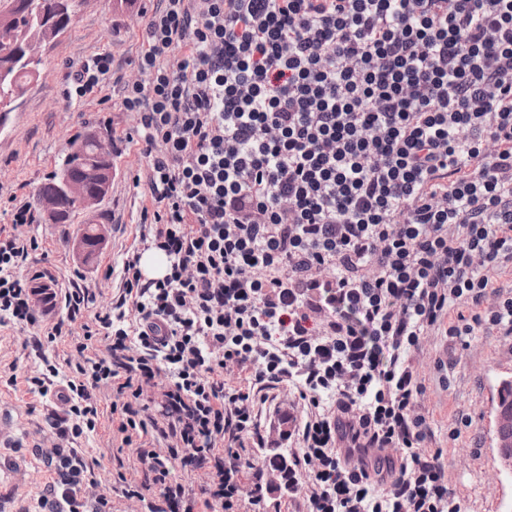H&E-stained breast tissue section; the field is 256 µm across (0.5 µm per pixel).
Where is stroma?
<instances>
[{"label": "stroma", "mask_w": 512, "mask_h": 512, "mask_svg": "<svg viewBox=\"0 0 512 512\" xmlns=\"http://www.w3.org/2000/svg\"><path fill=\"white\" fill-rule=\"evenodd\" d=\"M139 16L123 11L116 0H85L75 22L44 47L39 76L0 131V226L13 221L14 199L34 202L45 178L69 153L71 145L93 131H109L116 150V176L105 200L93 211L76 213L70 223L48 224L36 217L32 234L39 248L17 275L29 279L50 268L60 284L82 279L96 293L98 305L112 301L122 255L134 242L142 206L132 176L146 163L124 134L132 115L111 105L69 104L63 95L65 60L114 48L117 57L141 48ZM103 226L104 244L82 254L77 244L88 220ZM34 329L0 325V362L14 363L0 374V512H36L38 499L53 474L40 449L52 448L56 431L49 418L54 406L30 391L27 383L43 358L66 357L71 339L46 344L41 355H25ZM414 364L424 380L421 398L434 432L433 447L442 449L448 485L462 512H512V471L504 468L495 446L498 389L512 379V336L492 327L476 329L469 348L446 336H427ZM83 457L95 462L99 489L116 496L124 483L137 481L124 453L112 446V413L101 406L96 431L77 440Z\"/></svg>", "instance_id": "1"}]
</instances>
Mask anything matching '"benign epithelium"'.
Listing matches in <instances>:
<instances>
[{"label":"benign epithelium","instance_id":"obj_1","mask_svg":"<svg viewBox=\"0 0 512 512\" xmlns=\"http://www.w3.org/2000/svg\"><path fill=\"white\" fill-rule=\"evenodd\" d=\"M27 87L22 86L14 96L0 103V129L8 122L11 113L17 111L20 100ZM93 145L95 159L90 161L79 177L61 178L60 192L56 195H40L37 197L38 207L48 221L57 223L63 203L81 210L95 209L108 195L114 178L113 170L107 165L112 155V145L108 139L93 135L73 144L72 154L81 155L87 145ZM512 389V380L501 383L498 391L496 408L497 448L503 465L512 470V402L505 399V393Z\"/></svg>","mask_w":512,"mask_h":512}]
</instances>
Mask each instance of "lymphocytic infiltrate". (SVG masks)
<instances>
[{"label":"lymphocytic infiltrate","mask_w":512,"mask_h":512,"mask_svg":"<svg viewBox=\"0 0 512 512\" xmlns=\"http://www.w3.org/2000/svg\"><path fill=\"white\" fill-rule=\"evenodd\" d=\"M142 49L66 64L64 96L116 85L145 167L119 296L16 274L31 209L0 236V323L76 322L42 512H113L72 440L116 398L112 439L148 512H460L413 365L424 337L512 335V0H157ZM162 252L165 275L141 259ZM66 319L42 325L37 301ZM290 446L271 444L284 388ZM197 479L189 487L175 468Z\"/></svg>","instance_id":"lymphocytic-infiltrate-1"}]
</instances>
